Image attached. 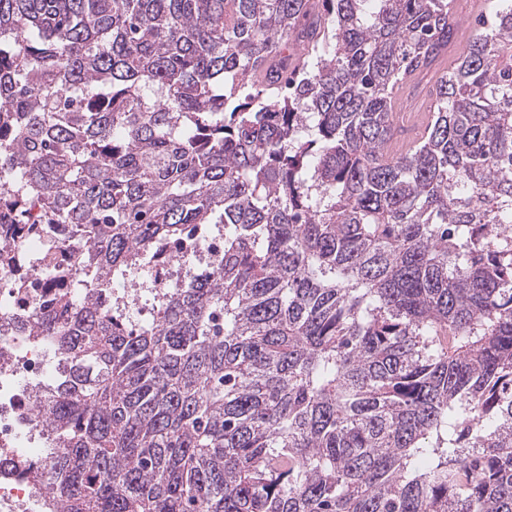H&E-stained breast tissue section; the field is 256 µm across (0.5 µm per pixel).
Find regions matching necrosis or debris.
<instances>
[{
    "mask_svg": "<svg viewBox=\"0 0 512 512\" xmlns=\"http://www.w3.org/2000/svg\"><path fill=\"white\" fill-rule=\"evenodd\" d=\"M39 206L17 216L0 208V242L10 257L0 262V512H49L48 497L38 479L50 468L43 439L50 428L36 406L37 392L59 372V355L41 335L40 308L63 293L73 309L94 307L112 313L113 294L129 292L131 282L112 294L90 297L75 285V273L86 243L71 225L41 226ZM224 254V237L194 228L166 243L152 260L149 280L157 289L176 285L175 268L210 274Z\"/></svg>",
    "mask_w": 512,
    "mask_h": 512,
    "instance_id": "obj_1",
    "label": "necrosis or debris"
}]
</instances>
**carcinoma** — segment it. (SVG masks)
Returning a JSON list of instances; mask_svg holds the SVG:
<instances>
[{
    "mask_svg": "<svg viewBox=\"0 0 512 512\" xmlns=\"http://www.w3.org/2000/svg\"><path fill=\"white\" fill-rule=\"evenodd\" d=\"M449 3L0 0V197L95 292L224 232L208 279L45 307L53 512H512V0L442 70Z\"/></svg>",
    "mask_w": 512,
    "mask_h": 512,
    "instance_id": "cac0c4a2",
    "label": "carcinoma"
}]
</instances>
